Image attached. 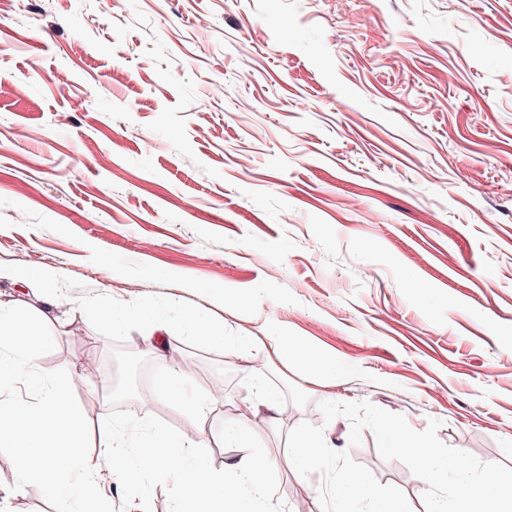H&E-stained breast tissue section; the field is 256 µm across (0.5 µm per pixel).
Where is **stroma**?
<instances>
[{"label": "stroma", "mask_w": 512, "mask_h": 512, "mask_svg": "<svg viewBox=\"0 0 512 512\" xmlns=\"http://www.w3.org/2000/svg\"><path fill=\"white\" fill-rule=\"evenodd\" d=\"M1 81L0 264L57 277L1 279L0 300L65 320L30 363L83 376L68 402L90 430L194 442L163 400L177 339L223 388L212 467L322 439L324 461L274 471L281 512H336L347 470L388 512L454 502L489 467L512 486V0H0ZM119 304L162 308L164 330H113ZM188 308L223 318L224 347ZM247 333L314 347L335 384L258 369ZM260 381L276 432L225 442ZM401 431L466 474L423 483ZM18 473L0 446V512H55ZM183 318L198 339L220 346H224V341L228 339L227 336H224V320L218 321L205 317L195 311H185Z\"/></svg>", "instance_id": "1"}]
</instances>
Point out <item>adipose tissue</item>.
<instances>
[{"label":"adipose tissue","mask_w":512,"mask_h":512,"mask_svg":"<svg viewBox=\"0 0 512 512\" xmlns=\"http://www.w3.org/2000/svg\"><path fill=\"white\" fill-rule=\"evenodd\" d=\"M0 339L6 343L0 352V380L22 384L40 395L33 406L0 398V444L12 448L22 465L19 485L31 481L40 485L54 499L58 512H92L97 489L106 479L135 492L150 482L169 484L176 512H187L190 503L195 504V512H238V489L243 485L257 499L275 496L269 475L276 462L255 455L217 470L170 434L157 432L130 445L112 428L101 433L96 454L86 456L85 427L65 401L72 377L49 383L29 364L30 353L51 340L45 319L30 318L23 309L0 312ZM393 446L415 459L425 480L457 467L455 459L399 433Z\"/></svg>","instance_id":"adipose-tissue-1"}]
</instances>
